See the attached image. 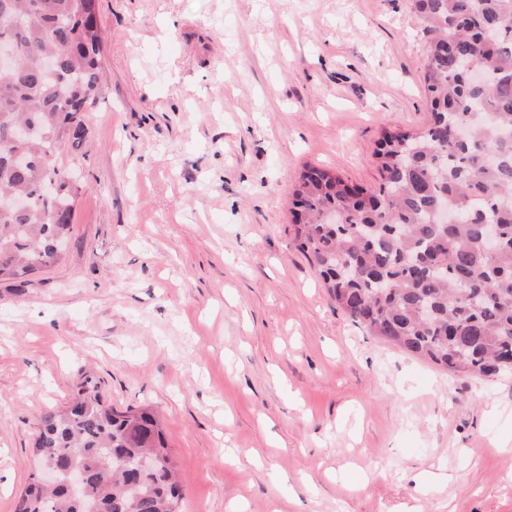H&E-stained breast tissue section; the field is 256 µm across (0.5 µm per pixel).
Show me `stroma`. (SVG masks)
Here are the masks:
<instances>
[{"instance_id":"stroma-1","label":"stroma","mask_w":512,"mask_h":512,"mask_svg":"<svg viewBox=\"0 0 512 512\" xmlns=\"http://www.w3.org/2000/svg\"><path fill=\"white\" fill-rule=\"evenodd\" d=\"M106 81L63 260L0 280V512L82 373L161 416L177 512H512V376L337 310L294 242L308 167L379 182L429 118L413 0H98Z\"/></svg>"}]
</instances>
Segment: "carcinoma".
<instances>
[{
    "label": "carcinoma",
    "instance_id": "obj_1",
    "mask_svg": "<svg viewBox=\"0 0 512 512\" xmlns=\"http://www.w3.org/2000/svg\"><path fill=\"white\" fill-rule=\"evenodd\" d=\"M429 35L430 120L383 131L378 186L308 168L292 193L297 248L330 299L368 334L455 375L512 374V0H414ZM0 278L63 259L79 183L57 162L84 139L101 84L97 0H0ZM56 55L46 75L43 58ZM463 56L484 75L451 65ZM22 151L27 166L6 162ZM499 240L487 249L484 228ZM57 481L35 479L14 512H175L183 490L158 413L117 411L83 377L63 410L41 413L33 444ZM85 474L79 495L66 482Z\"/></svg>",
    "mask_w": 512,
    "mask_h": 512
}]
</instances>
